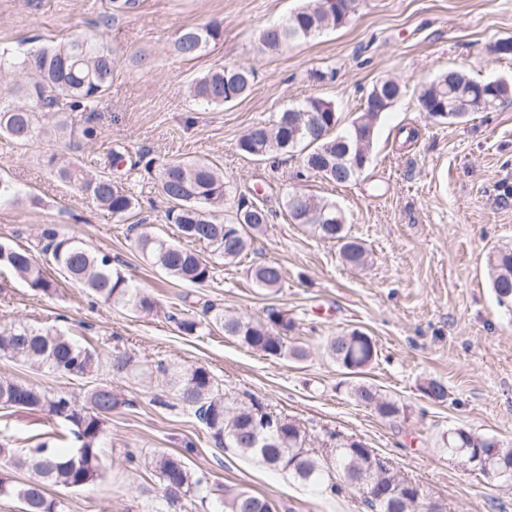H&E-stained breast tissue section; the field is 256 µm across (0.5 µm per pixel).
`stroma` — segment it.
<instances>
[{"mask_svg": "<svg viewBox=\"0 0 512 512\" xmlns=\"http://www.w3.org/2000/svg\"><path fill=\"white\" fill-rule=\"evenodd\" d=\"M302 3L137 0L135 9L113 17L109 0H0L1 47L56 45L103 32L116 58L108 96L92 113H69L73 136H43L25 146L0 139V175L19 189L13 203L0 205V241L24 248L46 225H58L110 253L159 302L151 314H133L52 268L50 296L0 275V321L56 325L101 358L129 353L140 370L134 377L99 376L119 399L107 420L102 476L85 490L50 488L67 512H161L159 479L143 461L163 451L209 471L216 484L267 496L276 512H367L359 494H320L234 449L216 448L191 412L171 405L160 371L171 363L205 366L228 396L260 400L295 420L314 447H334L339 436L362 439L441 512H512V487L449 460L439 443L457 427L512 443V310L498 305L487 265L493 248L512 247V199L502 198L504 186L512 187V100L461 122L431 119L417 103L421 86L450 68L478 81L512 78V56L489 51L512 37V0H358L343 27L273 53L261 50L259 32ZM214 19L224 23L220 40L192 59L174 52L181 27ZM137 55L147 64H135ZM232 64L256 72L248 97L215 108L189 96L195 78ZM315 70L332 77L313 81ZM382 78L397 81L403 95L378 126L369 165L350 183H297L290 174L298 159L274 171L240 152L249 126L310 97L333 102L350 121ZM89 125L97 132L92 140L81 134ZM111 148L128 158L213 163L230 187H261L273 218L247 259L225 267L215 283L170 281L143 260L127 223L54 176L65 161L112 174ZM126 186L141 204L146 231L173 234L157 172L131 171ZM291 192L336 203L349 236L366 246L367 265L343 266L338 246L292 223L284 207ZM265 260L285 272L271 296L247 277L251 264ZM207 304L246 319L271 305L286 310L296 321L290 342L306 348V357L262 355L217 326L185 334L169 319ZM354 328L377 343L378 361L363 380L404 406L395 420L357 405L349 394L353 377L324 349L327 337ZM1 376L65 391L79 402L91 386L7 357H0ZM431 378L447 386L445 402L423 394ZM49 430L45 414L0 408V439L15 449L44 441Z\"/></svg>", "mask_w": 512, "mask_h": 512, "instance_id": "35a3bbf8", "label": "stroma"}]
</instances>
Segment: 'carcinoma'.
Returning <instances> with one entry per match:
<instances>
[{
  "label": "carcinoma",
  "instance_id": "cac0c4a2",
  "mask_svg": "<svg viewBox=\"0 0 512 512\" xmlns=\"http://www.w3.org/2000/svg\"><path fill=\"white\" fill-rule=\"evenodd\" d=\"M356 6L357 0H308L286 19L263 28L260 47L277 51L292 42L341 27ZM222 33L219 21L183 27L176 34L174 51L184 58L195 57ZM6 63L16 66L26 77L23 83L0 91V137L14 143H28L40 137L43 120L54 122L57 131L65 132L67 123L62 114L87 111L101 102L112 87L114 58L112 49L102 40L76 36L64 44L40 47L9 63L0 51V66ZM252 87V70L224 66L197 79L191 95L208 106L221 107L249 96ZM511 94L512 89H499L497 94L490 95L486 82L450 68L421 89L418 105L432 118L462 120L472 112L495 109ZM401 96L400 84L388 79L377 81L361 112L343 130L338 129L340 117L334 104L310 97L268 122L250 126L239 139L238 147L242 153L272 165L280 162V156L297 150L302 161L291 173L292 180L303 182L319 176L343 185L361 173L351 168L349 157L344 168L336 167V157L343 156L346 147L356 145L357 122L365 116L379 122ZM55 175L114 217L129 219L137 214L136 196L110 177L94 176L80 165L60 166ZM159 178L162 193L171 203L166 220L177 229L178 239L142 231L139 221L130 224L129 230L136 232L134 246L143 258L161 274L183 284L202 287L217 280L220 267L248 256L255 237L273 217L257 191L231 192L223 175L206 161L162 162ZM231 194L235 211L230 218L216 221L212 212L223 209ZM311 202L313 211H299L293 195L286 196L285 209L292 222L304 224L319 238L339 244L344 264L364 267L367 251L362 243L348 236L344 215L336 204L314 198ZM183 239L205 243L211 248V256L204 258L181 245ZM38 246L44 256L42 263L29 250L0 243V269L22 279L33 291L50 296L55 287L43 269L46 263L109 305L135 313H149L157 308L145 289L129 283L110 254L90 251L78 237L47 227ZM488 264L491 288L498 303L511 305L512 248L493 250ZM250 279L256 287L275 295L282 288L284 274L278 263L265 261L250 267ZM212 323L221 326L224 335L265 356H306L305 349L288 346V333L295 329L294 318L275 307L267 308L264 316L252 320L218 312ZM325 350L344 373L356 377L366 373L378 359L373 338L359 329L328 337ZM0 356L69 379H90L103 367L96 349L76 343L52 326L21 322L0 324ZM108 371L129 375L136 372V365L131 355L118 352L112 356ZM161 371L169 376L175 399L207 429L216 447L228 445L244 456L259 459L272 470L290 472L305 485L320 486L329 495L361 490L368 512H429L418 486L401 479L362 440L344 439L330 454L319 457L305 448L304 432L296 423L267 410L258 400L239 404L229 399L205 367L163 366ZM421 390L435 402L442 403L448 397L447 386L437 379L427 380ZM350 396L358 405L389 421L404 412L398 401L365 382L353 385ZM116 405L112 389L103 384L94 386L86 405L80 407L63 391L0 377V407L44 412L60 428L56 439L63 440L70 434L77 442L74 452L63 454L48 442L18 452L9 442L0 441V455L10 467L30 473L26 483L9 482L0 487V497L17 498L26 512H64V501L50 496L47 490L52 486L88 489L101 478L106 422ZM485 439L483 434L458 427L441 441L448 458L466 460L483 450ZM147 466L161 481L163 512H185L170 507V500L183 498L202 504L214 498L222 512H274L268 497L245 489H223L211 482L208 472L190 468L178 454L158 453ZM495 467L512 481L511 445L502 443L496 448Z\"/></svg>",
  "mask_w": 512,
  "mask_h": 512
}]
</instances>
